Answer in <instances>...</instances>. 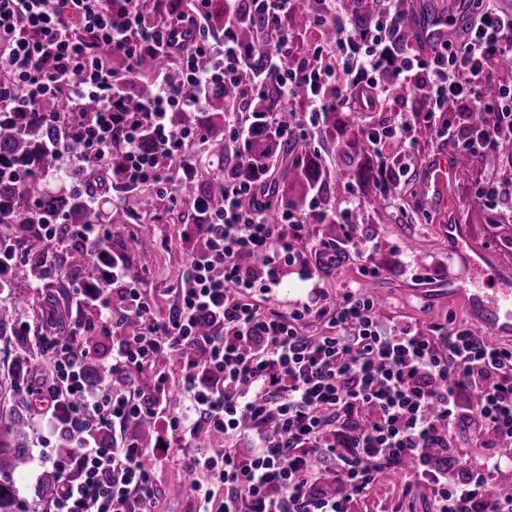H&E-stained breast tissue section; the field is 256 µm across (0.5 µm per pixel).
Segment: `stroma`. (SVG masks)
Here are the masks:
<instances>
[{
  "label": "stroma",
  "mask_w": 512,
  "mask_h": 512,
  "mask_svg": "<svg viewBox=\"0 0 512 512\" xmlns=\"http://www.w3.org/2000/svg\"><path fill=\"white\" fill-rule=\"evenodd\" d=\"M421 150L418 170L402 191L394 207L368 218L359 230L375 239L379 248L368 261L357 257L336 265L324 276L322 286L328 296L346 288H375L385 303L384 317L410 322L429 329L455 320L479 328L476 315L462 297L448 293V279L460 275L463 267L455 249L448 243L446 228L451 224L467 225L478 242L492 254L496 263L512 267V226L488 223V210L473 192L481 175L480 165L460 168L448 182L444 205L430 204L422 196V182L430 160L441 153H451L445 143L427 141L424 132L413 134ZM187 209L165 213L162 222L152 223L156 248L149 253L127 256L131 275L146 280L154 293V312L165 316L176 301L175 290L186 271L187 252L173 238L180 225L190 223ZM184 452L172 444L168 465L157 476L163 493L155 512H196L189 498L169 496L168 489L178 482L182 472L178 460ZM351 512H432L428 490L406 489L402 472H382L372 490L353 498Z\"/></svg>",
  "instance_id": "stroma-1"
}]
</instances>
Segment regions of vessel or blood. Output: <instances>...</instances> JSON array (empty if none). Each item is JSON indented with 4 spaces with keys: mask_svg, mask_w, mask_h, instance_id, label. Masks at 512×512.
<instances>
[{
    "mask_svg": "<svg viewBox=\"0 0 512 512\" xmlns=\"http://www.w3.org/2000/svg\"><path fill=\"white\" fill-rule=\"evenodd\" d=\"M457 171L458 162L453 155L433 158L422 184L423 195L435 199ZM454 246L465 256L467 266L462 278H449V294L468 295L490 338L512 333V277L501 268L485 263L480 257V247L468 233H461Z\"/></svg>",
    "mask_w": 512,
    "mask_h": 512,
    "instance_id": "b4317fda",
    "label": "vessel or blood"
}]
</instances>
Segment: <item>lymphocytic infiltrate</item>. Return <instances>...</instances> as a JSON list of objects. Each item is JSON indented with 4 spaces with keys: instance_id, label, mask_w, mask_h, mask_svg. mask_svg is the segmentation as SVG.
I'll use <instances>...</instances> for the list:
<instances>
[{
    "instance_id": "1",
    "label": "lymphocytic infiltrate",
    "mask_w": 512,
    "mask_h": 512,
    "mask_svg": "<svg viewBox=\"0 0 512 512\" xmlns=\"http://www.w3.org/2000/svg\"><path fill=\"white\" fill-rule=\"evenodd\" d=\"M262 31L273 36L262 70L249 67L252 51L235 36L228 15L223 39L207 26L210 0H193L190 13L172 15L165 0H0V112L17 131L42 139L55 171L36 159L0 157V180L47 182L123 158L119 183L153 188L164 210L185 208L181 230L188 268L179 303L166 319L153 312V292L130 276L124 258L107 247L103 224H75L72 234L108 268L96 284L73 281L77 319L51 354L53 376L42 392L41 419L49 435H66L70 448L52 458L61 477L48 512H154L156 473L168 462L167 443L188 444L181 458L193 474L197 512H349L378 475L412 464L416 485L427 486L434 512H512V496L486 503L483 486L512 458V348L488 342L456 323L423 331L377 314L356 289L330 298L320 286L326 267L349 246L369 257L375 245L359 235L353 215L364 198L345 185L342 206L326 207L321 193L304 208L285 209L269 223L243 196L266 188L263 180H224V200L188 197L180 180L197 171L193 145L206 130L192 117L214 88L240 93L227 115L229 146L248 138V115L266 83H276L285 108L304 94V111L281 133L312 144L325 113L370 110L383 102L385 119L369 125L363 141L381 172L378 196L395 202L416 171L422 129L483 171L475 196L495 221L512 217V170L493 164L512 130V12L480 0L463 40L414 52L400 0H373L372 17L351 15L346 0H246ZM304 9L312 30L333 29L332 46L312 42L297 51L285 20ZM153 69L148 87L132 77L143 61ZM179 81H171L170 70ZM137 108H130V99ZM59 102L47 112L45 101ZM186 117L182 125L173 113ZM82 114L71 122V114ZM333 222L340 240L313 238V225ZM310 284L306 300L271 314L250 299L269 293L285 276ZM136 321L135 333L125 326ZM322 320L327 334H307ZM210 330L200 333L201 322ZM100 368L90 382L86 358ZM177 358L171 373L167 361ZM145 373L142 383L137 373ZM122 387H115L116 379ZM146 416L155 440L141 445L128 433ZM474 424L461 440L462 419ZM224 440L197 445L199 435ZM252 438L250 448L235 441ZM473 450L475 465L462 481L448 480L447 465L429 461L431 448ZM332 469L346 496L320 487Z\"/></svg>"
}]
</instances>
